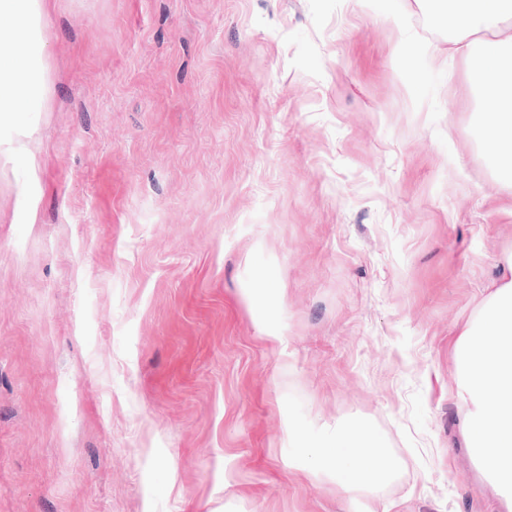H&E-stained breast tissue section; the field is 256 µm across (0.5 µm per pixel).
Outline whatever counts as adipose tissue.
<instances>
[{
  "instance_id": "ef3b65f1",
  "label": "adipose tissue",
  "mask_w": 512,
  "mask_h": 512,
  "mask_svg": "<svg viewBox=\"0 0 512 512\" xmlns=\"http://www.w3.org/2000/svg\"><path fill=\"white\" fill-rule=\"evenodd\" d=\"M442 18L456 36L452 50L469 80L497 109L483 113L477 135L503 185L512 190V0H448ZM51 0H0V128L23 125L26 112L52 109L47 53ZM506 278L482 304L457 343L458 396L472 456L494 491L512 508V252ZM365 428L337 431L327 446L300 453L302 470L335 482L347 496H373L391 465L373 456L345 465L368 438Z\"/></svg>"
}]
</instances>
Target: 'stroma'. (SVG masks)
Returning a JSON list of instances; mask_svg holds the SVG:
<instances>
[{"label": "stroma", "instance_id": "1", "mask_svg": "<svg viewBox=\"0 0 512 512\" xmlns=\"http://www.w3.org/2000/svg\"><path fill=\"white\" fill-rule=\"evenodd\" d=\"M451 35L414 0H55L35 179L0 155V512H361L297 467L354 427L402 462L387 512H506L457 340L512 194Z\"/></svg>", "mask_w": 512, "mask_h": 512}]
</instances>
